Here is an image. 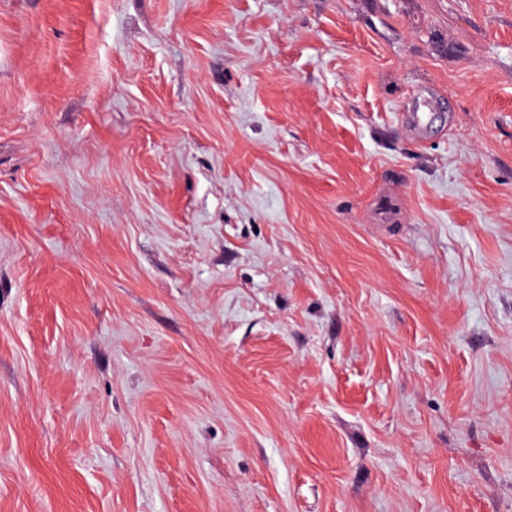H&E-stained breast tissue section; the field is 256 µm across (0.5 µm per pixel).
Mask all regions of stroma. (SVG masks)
<instances>
[{
    "label": "stroma",
    "instance_id": "obj_1",
    "mask_svg": "<svg viewBox=\"0 0 512 512\" xmlns=\"http://www.w3.org/2000/svg\"><path fill=\"white\" fill-rule=\"evenodd\" d=\"M0 512H512V0H0Z\"/></svg>",
    "mask_w": 512,
    "mask_h": 512
}]
</instances>
